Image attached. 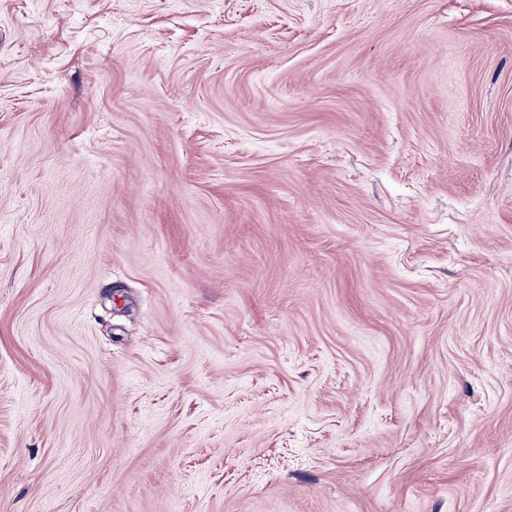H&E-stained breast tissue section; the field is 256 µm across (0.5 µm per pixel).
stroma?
Returning a JSON list of instances; mask_svg holds the SVG:
<instances>
[{
  "label": "stroma",
  "mask_w": 512,
  "mask_h": 512,
  "mask_svg": "<svg viewBox=\"0 0 512 512\" xmlns=\"http://www.w3.org/2000/svg\"><path fill=\"white\" fill-rule=\"evenodd\" d=\"M0 512H512V0H0Z\"/></svg>",
  "instance_id": "1"
}]
</instances>
